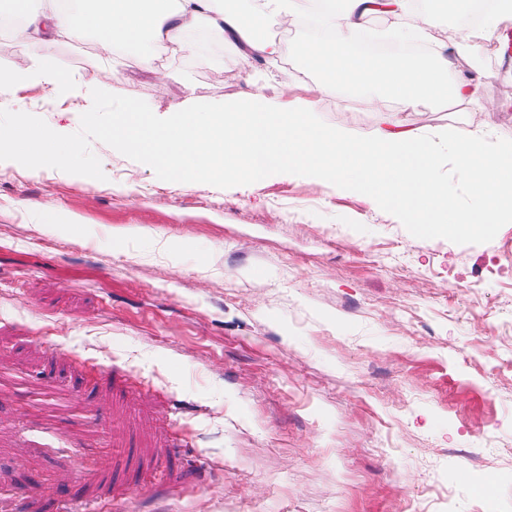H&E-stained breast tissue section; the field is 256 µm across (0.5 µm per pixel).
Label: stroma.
<instances>
[{"label": "stroma", "mask_w": 512, "mask_h": 512, "mask_svg": "<svg viewBox=\"0 0 512 512\" xmlns=\"http://www.w3.org/2000/svg\"><path fill=\"white\" fill-rule=\"evenodd\" d=\"M97 41L46 43L70 87L0 104L67 134L95 72L159 113L289 83L362 136L384 111L512 139V52L480 33L479 100L410 110L222 37L162 64ZM91 150L105 180L0 163V512H512V223L419 239L321 179L221 189Z\"/></svg>", "instance_id": "1"}]
</instances>
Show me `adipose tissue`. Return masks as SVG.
I'll return each mask as SVG.
<instances>
[{"label": "adipose tissue", "mask_w": 512, "mask_h": 512, "mask_svg": "<svg viewBox=\"0 0 512 512\" xmlns=\"http://www.w3.org/2000/svg\"><path fill=\"white\" fill-rule=\"evenodd\" d=\"M373 2L335 0L323 22L340 27V40L310 43L297 48V55L308 66L325 72L329 87L383 88L407 107L447 96L477 99L482 73L461 75L448 60L452 52L474 56L475 46L467 30H460L454 45L437 46L430 56L400 65L347 51V44L355 41L362 21L371 14ZM8 10L23 19L21 35L31 53L28 60L0 71V82L18 84L38 79L56 89L68 86L64 71L40 66V50L47 42L74 39L85 30L98 32V44L106 56L117 45L136 44L146 36L162 46H179L191 28L219 32L266 58L286 51L285 46L271 41L260 29L226 9L224 0H90L75 10L36 7L32 0H9Z\"/></svg>", "instance_id": "ef3b65f1"}]
</instances>
